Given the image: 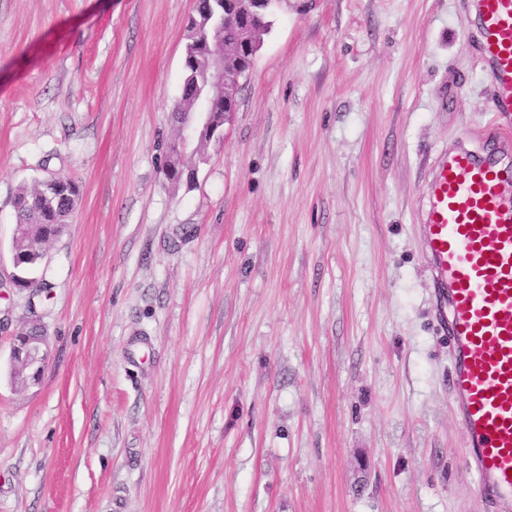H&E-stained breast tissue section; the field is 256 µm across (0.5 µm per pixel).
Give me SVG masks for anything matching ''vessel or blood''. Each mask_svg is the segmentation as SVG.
I'll list each match as a JSON object with an SVG mask.
<instances>
[{
	"label": "vessel or blood",
	"mask_w": 512,
	"mask_h": 512,
	"mask_svg": "<svg viewBox=\"0 0 512 512\" xmlns=\"http://www.w3.org/2000/svg\"><path fill=\"white\" fill-rule=\"evenodd\" d=\"M493 102L494 152L441 159L425 248L448 329L453 410L477 494L512 512V0H468Z\"/></svg>",
	"instance_id": "1"
}]
</instances>
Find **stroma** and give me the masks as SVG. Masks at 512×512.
Here are the masks:
<instances>
[{"mask_svg": "<svg viewBox=\"0 0 512 512\" xmlns=\"http://www.w3.org/2000/svg\"><path fill=\"white\" fill-rule=\"evenodd\" d=\"M194 0H0L14 197L75 181L44 291L0 290V512H492L424 249L492 104L464 0H276L224 137L161 172ZM48 336L15 383L24 321ZM11 363L14 376L22 385L40 383L48 363L45 337L30 336L21 328L16 334L12 348Z\"/></svg>", "mask_w": 512, "mask_h": 512, "instance_id": "1", "label": "stroma"}]
</instances>
